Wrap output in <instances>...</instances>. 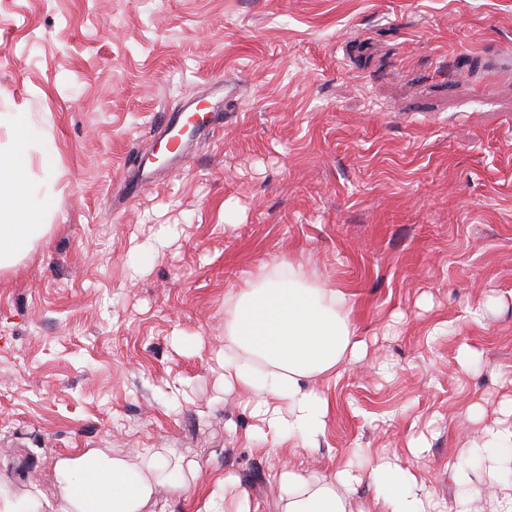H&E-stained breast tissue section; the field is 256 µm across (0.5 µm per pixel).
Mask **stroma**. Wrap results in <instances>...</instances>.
Returning a JSON list of instances; mask_svg holds the SVG:
<instances>
[{"label":"stroma","instance_id":"35a3bbf8","mask_svg":"<svg viewBox=\"0 0 512 512\" xmlns=\"http://www.w3.org/2000/svg\"><path fill=\"white\" fill-rule=\"evenodd\" d=\"M203 90L224 123L170 159L158 132ZM18 114L55 163L32 167L48 234L0 272L8 493L57 505L59 459L151 448L184 485L141 512H198L227 474L281 512L280 456L219 355L225 294L290 258L353 296L366 345L294 463L395 454L447 506L469 406L512 396V0H0ZM141 155L161 178L133 198Z\"/></svg>","mask_w":512,"mask_h":512}]
</instances>
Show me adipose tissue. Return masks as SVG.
Listing matches in <instances>:
<instances>
[{
	"label": "adipose tissue",
	"instance_id": "obj_1",
	"mask_svg": "<svg viewBox=\"0 0 512 512\" xmlns=\"http://www.w3.org/2000/svg\"><path fill=\"white\" fill-rule=\"evenodd\" d=\"M35 135V123L13 125L8 154L0 161V271L15 267L49 230L45 218L52 194L37 189L31 173L36 163L51 171L53 154L33 155ZM353 312L351 296L318 287L307 268L292 260L274 263L225 297L224 385L247 395L261 424L259 435L270 446L290 442L308 451L317 448L331 408L318 382L364 358ZM500 412L501 420L467 448L478 475L462 467L453 471L459 492L448 512H478L481 500L485 512H512V398ZM183 470L180 457L159 451L144 450L131 464L91 449L59 460L61 505L0 489V512H140L157 485L180 488ZM275 480L282 512H434L428 478L395 456L369 457L315 475L285 459ZM363 483L373 489L366 506L355 497Z\"/></svg>",
	"mask_w": 512,
	"mask_h": 512
}]
</instances>
